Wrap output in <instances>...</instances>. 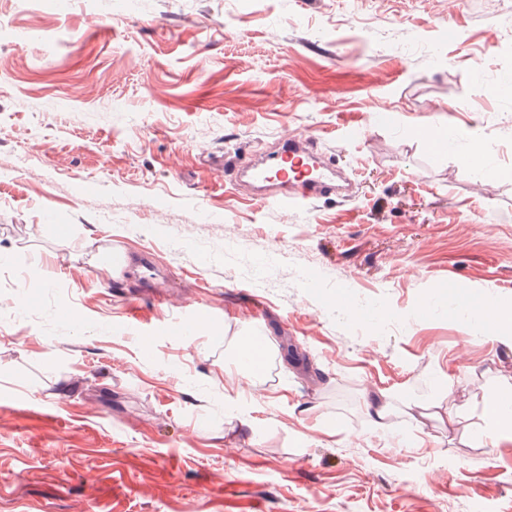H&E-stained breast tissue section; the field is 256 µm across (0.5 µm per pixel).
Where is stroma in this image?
<instances>
[{
	"label": "stroma",
	"instance_id": "35a3bbf8",
	"mask_svg": "<svg viewBox=\"0 0 512 512\" xmlns=\"http://www.w3.org/2000/svg\"><path fill=\"white\" fill-rule=\"evenodd\" d=\"M503 20L496 0H0V512H512V432L476 439L512 339L454 313L459 291L512 304ZM428 124L457 148L430 152ZM287 129L350 202L234 186ZM475 135L490 199L460 161ZM254 333L271 379L233 365ZM378 396L403 444L373 430Z\"/></svg>",
	"mask_w": 512,
	"mask_h": 512
}]
</instances>
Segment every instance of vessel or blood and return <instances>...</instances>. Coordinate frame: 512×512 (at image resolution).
<instances>
[{
  "instance_id": "1",
  "label": "vessel or blood",
  "mask_w": 512,
  "mask_h": 512,
  "mask_svg": "<svg viewBox=\"0 0 512 512\" xmlns=\"http://www.w3.org/2000/svg\"><path fill=\"white\" fill-rule=\"evenodd\" d=\"M309 142L307 133H287L268 151L263 162L251 167L252 183L270 190L265 197L267 203L306 206L328 194L335 195L341 203L348 200V187L337 184L335 170L317 159ZM236 363L250 375L267 376L270 366L265 338L250 337L245 348L238 350Z\"/></svg>"
}]
</instances>
